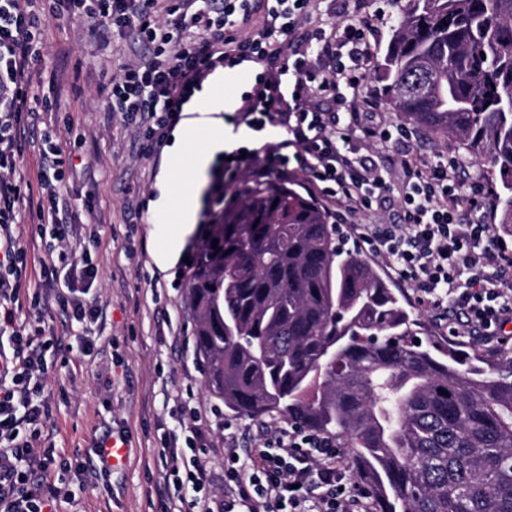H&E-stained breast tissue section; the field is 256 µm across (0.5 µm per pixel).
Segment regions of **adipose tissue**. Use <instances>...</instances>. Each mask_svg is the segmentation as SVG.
Instances as JSON below:
<instances>
[{"instance_id": "1", "label": "adipose tissue", "mask_w": 512, "mask_h": 512, "mask_svg": "<svg viewBox=\"0 0 512 512\" xmlns=\"http://www.w3.org/2000/svg\"><path fill=\"white\" fill-rule=\"evenodd\" d=\"M236 140V135L225 134L222 120L214 117L189 118L179 128L169 154L176 163L182 164L183 174L176 184H164L162 194L178 196L182 231L168 239L159 255L160 263H168L178 254L185 234L190 233L195 223L202 177L211 160L216 154L232 149ZM190 143L196 144L198 150L189 156L185 147Z\"/></svg>"}]
</instances>
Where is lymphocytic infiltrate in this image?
Returning a JSON list of instances; mask_svg holds the SVG:
<instances>
[{"instance_id": "lymphocytic-infiltrate-1", "label": "lymphocytic infiltrate", "mask_w": 512, "mask_h": 512, "mask_svg": "<svg viewBox=\"0 0 512 512\" xmlns=\"http://www.w3.org/2000/svg\"><path fill=\"white\" fill-rule=\"evenodd\" d=\"M34 0H0V512H56L48 482L60 469L40 445L50 419L41 398L46 354L55 337L19 324L16 309L27 265L21 204L51 228L58 250L40 258L45 285L70 324L75 350L90 356L93 326L103 315L78 269L74 244L86 231L63 183L71 154L44 137L38 146L39 192L18 169L25 122L32 113L31 73L40 57L41 19ZM72 14L118 34L135 33L151 48L142 64L113 76L114 115L132 126L145 158H158L168 130L217 68L261 65L229 121L246 126L258 148L225 162L258 185L299 175L310 196H322L342 222L397 196L388 224H360L359 242L386 259L412 286L420 304L455 314L461 329L497 333L512 322V248L481 221L492 207L485 184L466 182L455 159L429 162L402 153L394 168L368 162L366 148L385 152L410 138L399 123L372 121L378 101L367 90L375 26L359 9L326 25L323 0H66ZM282 136L265 142L270 128ZM210 428L197 413L178 420L163 443L157 486L162 512H364L345 479L344 451L334 438L298 425L261 430L246 457L224 437V491L216 493L203 456Z\"/></svg>"}]
</instances>
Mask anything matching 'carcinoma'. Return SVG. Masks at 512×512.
Segmentation results:
<instances>
[{
	"label": "carcinoma",
	"instance_id": "obj_1",
	"mask_svg": "<svg viewBox=\"0 0 512 512\" xmlns=\"http://www.w3.org/2000/svg\"><path fill=\"white\" fill-rule=\"evenodd\" d=\"M377 69L396 112L498 173L512 224V0H405ZM185 288L208 392L343 438L373 512H512V357L421 336L310 196L243 184Z\"/></svg>",
	"mask_w": 512,
	"mask_h": 512
}]
</instances>
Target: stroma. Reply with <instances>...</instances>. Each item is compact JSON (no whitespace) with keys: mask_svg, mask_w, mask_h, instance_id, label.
Here are the masks:
<instances>
[{"mask_svg":"<svg viewBox=\"0 0 512 512\" xmlns=\"http://www.w3.org/2000/svg\"><path fill=\"white\" fill-rule=\"evenodd\" d=\"M43 20V57L31 77L29 97L38 112L24 151L23 173L38 184L36 142L51 136L74 151L77 175L67 182L72 202L96 238H85L79 251L97 275L87 280L91 295L106 307L101 331L93 335V353L79 357L65 351L71 343L54 297L41 302L43 325L57 336L61 351L47 354L42 397L50 420L43 445L64 459L87 458L105 431L124 434L129 448L122 465L106 479L88 475L59 498L57 512H160L156 479L164 462L158 450L171 433L176 413L173 398L197 408L210 424L212 447L206 456L216 474L224 472V434L240 439L266 426H282L279 415L256 419L228 413L204 387L194 354L190 306L182 283L186 260L211 223L199 212L180 257L159 265L158 253L179 229L178 201L164 210L153 207L161 175L179 180L182 170L166 157L146 159L132 127L113 117L108 88L125 64L147 60L149 49L133 35L95 26L62 11L58 0H36ZM144 204L135 215L132 204ZM32 285L41 282L38 258L51 237L35 212L22 208Z\"/></svg>","mask_w":512,"mask_h":512,"instance_id":"1","label":"stroma"}]
</instances>
